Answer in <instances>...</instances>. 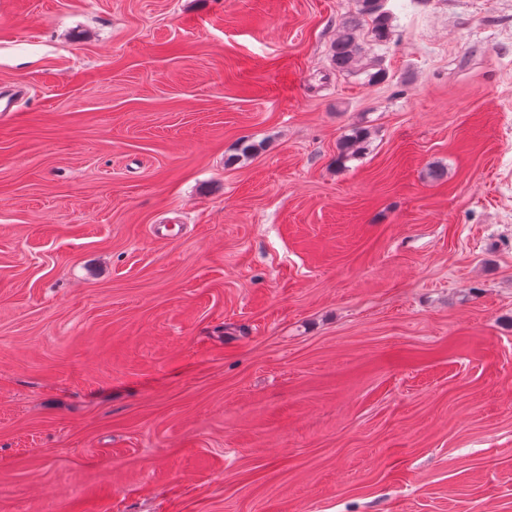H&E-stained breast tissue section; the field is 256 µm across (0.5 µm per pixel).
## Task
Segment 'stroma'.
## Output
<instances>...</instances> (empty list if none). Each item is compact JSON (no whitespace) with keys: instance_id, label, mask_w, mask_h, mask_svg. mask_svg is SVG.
Wrapping results in <instances>:
<instances>
[{"instance_id":"35a3bbf8","label":"stroma","mask_w":512,"mask_h":512,"mask_svg":"<svg viewBox=\"0 0 512 512\" xmlns=\"http://www.w3.org/2000/svg\"><path fill=\"white\" fill-rule=\"evenodd\" d=\"M355 12L0 0V512H512V0ZM356 15L339 31L332 46L331 62L338 73L352 77L364 76L370 84L385 79L383 59L365 48L361 40L362 22H371V37L375 45L383 46L390 40L394 14L386 9V0H356Z\"/></svg>"}]
</instances>
